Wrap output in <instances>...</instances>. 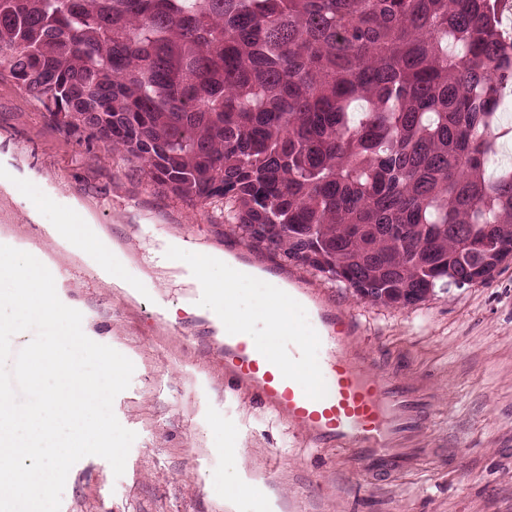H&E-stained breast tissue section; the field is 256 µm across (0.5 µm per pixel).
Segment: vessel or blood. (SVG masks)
<instances>
[{
    "label": "vessel or blood",
    "instance_id": "b4317fda",
    "mask_svg": "<svg viewBox=\"0 0 512 512\" xmlns=\"http://www.w3.org/2000/svg\"><path fill=\"white\" fill-rule=\"evenodd\" d=\"M234 273L265 272L284 299L311 310L312 342L291 338L272 347L244 333L217 340L224 377L303 432L314 445L346 449L351 465L369 476L393 475L418 455L416 440L429 402L418 385L390 371L366 347L357 320L329 293L270 259L225 245ZM319 358L312 382L300 378L310 348Z\"/></svg>",
    "mask_w": 512,
    "mask_h": 512
}]
</instances>
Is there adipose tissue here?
I'll list each match as a JSON object with an SVG mask.
<instances>
[{"label": "adipose tissue", "mask_w": 512, "mask_h": 512, "mask_svg": "<svg viewBox=\"0 0 512 512\" xmlns=\"http://www.w3.org/2000/svg\"><path fill=\"white\" fill-rule=\"evenodd\" d=\"M55 232L71 243L77 252L93 256L112 269V280L115 284L123 288L128 287V280L119 273L121 264L119 257L109 251L90 225L83 223L59 224L56 225ZM189 257L190 272L199 274L204 280L205 287L212 290L210 297L204 298V305L223 306L226 327L238 328L245 325L258 335L271 332L280 336L287 334L291 328L290 308L287 303L279 301L268 282L261 281L257 284L256 300L264 309L265 315L262 319L255 320L250 318L237 302L238 279L228 276L223 282H214L211 272L216 263L209 251L193 250L190 251Z\"/></svg>", "instance_id": "obj_1"}]
</instances>
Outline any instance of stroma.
Here are the masks:
<instances>
[{
  "instance_id": "stroma-1",
  "label": "stroma",
  "mask_w": 512,
  "mask_h": 512,
  "mask_svg": "<svg viewBox=\"0 0 512 512\" xmlns=\"http://www.w3.org/2000/svg\"><path fill=\"white\" fill-rule=\"evenodd\" d=\"M90 221L143 290L113 284L54 227ZM233 237L214 206L154 183L142 161L56 127L0 74V244L52 273L93 341L135 370L113 402L136 439L125 472L87 456L70 470L61 512H512V257L492 280L435 292L407 308L357 296L306 266L364 327L374 350L428 386L435 406L419 445L431 460L375 483L346 454L318 448L224 377L216 328L160 253L170 243L213 253Z\"/></svg>"
}]
</instances>
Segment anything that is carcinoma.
Listing matches in <instances>:
<instances>
[{
	"label": "carcinoma",
	"instance_id": "carcinoma-1",
	"mask_svg": "<svg viewBox=\"0 0 512 512\" xmlns=\"http://www.w3.org/2000/svg\"><path fill=\"white\" fill-rule=\"evenodd\" d=\"M506 0H0V71L69 134L377 303L512 245Z\"/></svg>",
	"mask_w": 512,
	"mask_h": 512
}]
</instances>
